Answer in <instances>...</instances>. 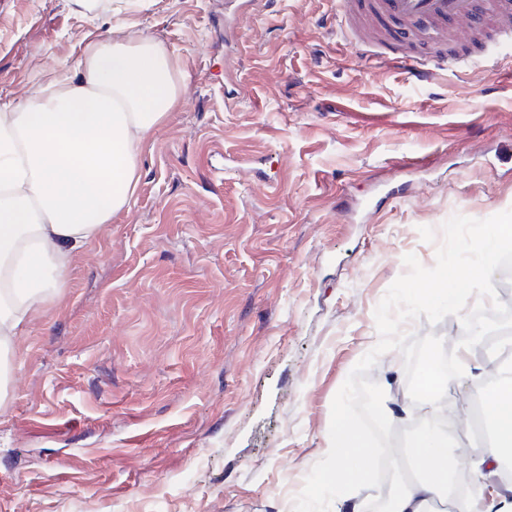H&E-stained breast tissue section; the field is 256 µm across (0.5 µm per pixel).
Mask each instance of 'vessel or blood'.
Here are the masks:
<instances>
[{
  "label": "vessel or blood",
  "mask_w": 512,
  "mask_h": 512,
  "mask_svg": "<svg viewBox=\"0 0 512 512\" xmlns=\"http://www.w3.org/2000/svg\"><path fill=\"white\" fill-rule=\"evenodd\" d=\"M456 20L469 21L473 33L492 32L497 46L512 49V0H341L336 23L354 50L390 48L393 60L422 80L434 68L458 70L473 63V55L462 50L431 51L447 44Z\"/></svg>",
  "instance_id": "b4317fda"
}]
</instances>
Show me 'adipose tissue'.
I'll list each match as a JSON object with an SVG mask.
<instances>
[{
    "instance_id": "1",
    "label": "adipose tissue",
    "mask_w": 512,
    "mask_h": 512,
    "mask_svg": "<svg viewBox=\"0 0 512 512\" xmlns=\"http://www.w3.org/2000/svg\"><path fill=\"white\" fill-rule=\"evenodd\" d=\"M179 73L163 46L149 37L101 38L86 44L73 64L60 65L25 102L0 103V401L11 365L5 356L15 337L38 319L47 294L61 288L72 257L92 249L103 225L127 210L140 180L139 158L147 136L176 108ZM458 376L431 364L417 384L422 403L390 399V421L414 412L436 414L455 378L479 391L495 424L474 472L497 475L512 455V370L498 386L486 385L470 347L457 352ZM327 479L345 488L338 512H364L372 497L369 437L350 420L331 433L325 449ZM448 435L425 427L411 445L420 479L397 485L387 512H430L447 497L450 512H512L506 491L479 487L455 492L448 482L454 455Z\"/></svg>"
}]
</instances>
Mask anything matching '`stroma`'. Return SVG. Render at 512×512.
Here are the masks:
<instances>
[{"mask_svg":"<svg viewBox=\"0 0 512 512\" xmlns=\"http://www.w3.org/2000/svg\"><path fill=\"white\" fill-rule=\"evenodd\" d=\"M337 12L0 0V101L114 29L183 88L129 209L14 340L0 512H336L331 404L404 256L433 267L449 218L512 209V55L418 81Z\"/></svg>","mask_w":512,"mask_h":512,"instance_id":"stroma-1","label":"stroma"}]
</instances>
